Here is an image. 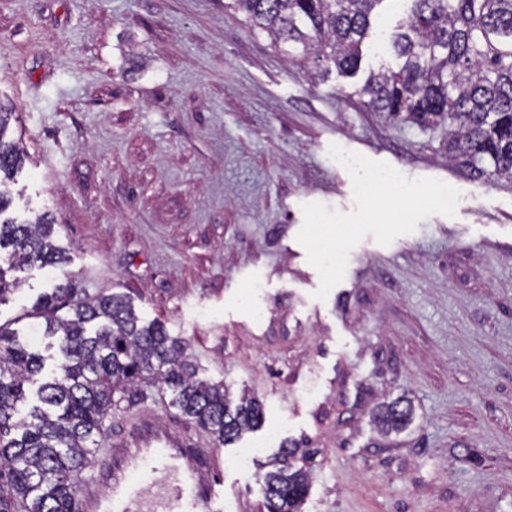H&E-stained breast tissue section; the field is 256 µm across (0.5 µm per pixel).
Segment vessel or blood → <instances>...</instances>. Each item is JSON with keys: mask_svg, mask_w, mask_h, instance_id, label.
<instances>
[{"mask_svg": "<svg viewBox=\"0 0 512 512\" xmlns=\"http://www.w3.org/2000/svg\"><path fill=\"white\" fill-rule=\"evenodd\" d=\"M223 457L153 415L127 420L106 441L104 465L79 487L83 512H222Z\"/></svg>", "mask_w": 512, "mask_h": 512, "instance_id": "obj_1", "label": "vessel or blood"}]
</instances>
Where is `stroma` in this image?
Wrapping results in <instances>:
<instances>
[{"instance_id": "35a3bbf8", "label": "stroma", "mask_w": 512, "mask_h": 512, "mask_svg": "<svg viewBox=\"0 0 512 512\" xmlns=\"http://www.w3.org/2000/svg\"><path fill=\"white\" fill-rule=\"evenodd\" d=\"M229 0H0V101L28 159L18 220L49 214L68 261L25 269L0 323L60 280L129 295L187 345L197 378L256 397L263 422L200 447L224 457L225 512H266L282 445L310 475L301 512H512V181L448 161L442 130L393 121L358 91L391 65L372 22L356 74L311 77ZM450 182L456 214L363 239L326 300L296 235L301 206L354 207L330 144ZM409 401L410 420L378 412ZM192 429L155 384L114 396ZM404 401L396 400L383 406L380 417L384 424L391 427L402 426L411 415V407L407 404L401 407Z\"/></svg>"}]
</instances>
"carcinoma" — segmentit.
<instances>
[{
  "label": "carcinoma",
  "instance_id": "cac0c4a2",
  "mask_svg": "<svg viewBox=\"0 0 512 512\" xmlns=\"http://www.w3.org/2000/svg\"><path fill=\"white\" fill-rule=\"evenodd\" d=\"M385 0H231L253 26L288 45V57L354 75L371 17ZM390 42L396 66L368 74L366 104L394 119L448 127V160L471 175L512 181V0H410ZM13 108L0 104V305L17 290L13 273L67 261L55 225L43 214L29 223L11 215L10 183L22 150L6 137ZM28 315L44 322L45 349H56L54 376L38 382L47 357L0 324V512H77L75 487L103 447L116 392L151 379L170 405L209 432L217 445L258 427L262 406L236 404L224 385L195 378L186 345L158 322H140L121 293L77 295L58 283ZM35 386L30 392L26 386ZM411 407L396 400L380 417L403 425ZM280 451L263 475L269 512H300L309 487Z\"/></svg>",
  "mask_w": 512,
  "mask_h": 512
}]
</instances>
